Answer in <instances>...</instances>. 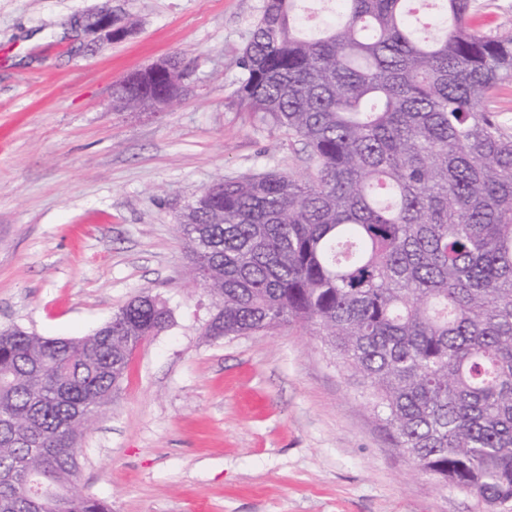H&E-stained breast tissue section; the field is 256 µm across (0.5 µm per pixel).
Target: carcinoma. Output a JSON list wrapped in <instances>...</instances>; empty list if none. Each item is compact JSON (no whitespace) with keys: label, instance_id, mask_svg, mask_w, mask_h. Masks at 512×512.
Masks as SVG:
<instances>
[{"label":"carcinoma","instance_id":"cac0c4a2","mask_svg":"<svg viewBox=\"0 0 512 512\" xmlns=\"http://www.w3.org/2000/svg\"><path fill=\"white\" fill-rule=\"evenodd\" d=\"M264 0L237 90L301 142L307 172L224 179L179 218L212 338L310 328L415 471L512 509V131L488 107L512 83V32L476 0ZM166 80L121 84L128 107ZM144 296L81 338L0 330V512H112L76 489L78 449L133 350L165 329Z\"/></svg>","mask_w":512,"mask_h":512}]
</instances>
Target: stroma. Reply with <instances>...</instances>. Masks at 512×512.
Returning <instances> with one entry per match:
<instances>
[{
  "label": "stroma",
  "instance_id": "35a3bbf8",
  "mask_svg": "<svg viewBox=\"0 0 512 512\" xmlns=\"http://www.w3.org/2000/svg\"><path fill=\"white\" fill-rule=\"evenodd\" d=\"M131 35L84 20L103 5ZM263 0H0V329L74 338L131 299L169 326L131 355L79 449L82 492L112 512H479L415 474L313 331L213 339L176 218L212 184L306 171L303 144L236 90ZM185 90L125 109L114 88L169 56Z\"/></svg>",
  "mask_w": 512,
  "mask_h": 512
}]
</instances>
